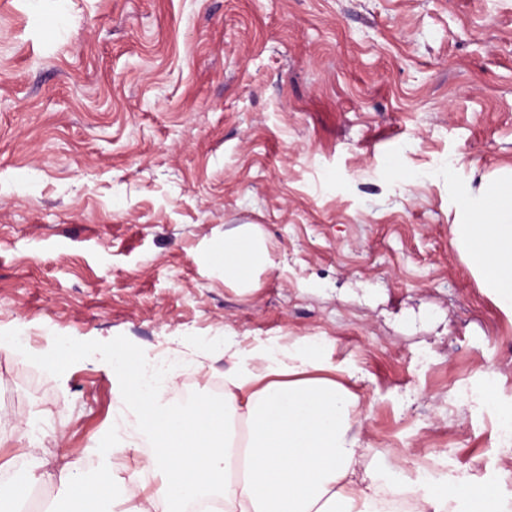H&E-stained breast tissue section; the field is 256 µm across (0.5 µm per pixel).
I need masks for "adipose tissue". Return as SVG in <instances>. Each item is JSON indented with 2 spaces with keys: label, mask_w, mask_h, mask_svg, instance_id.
I'll use <instances>...</instances> for the list:
<instances>
[{
  "label": "adipose tissue",
  "mask_w": 512,
  "mask_h": 512,
  "mask_svg": "<svg viewBox=\"0 0 512 512\" xmlns=\"http://www.w3.org/2000/svg\"><path fill=\"white\" fill-rule=\"evenodd\" d=\"M451 231L484 276L500 308L512 314V177L485 183ZM224 278L258 288L256 270L273 267L257 225L224 238ZM224 396L173 405L145 381L143 357L120 353L112 369L133 396L138 436L151 452V483L120 474L87 480L72 463L50 478L67 493V512H112L122 491L128 512H188L199 500L222 512H394L388 491L401 474L360 471L367 447L357 429L363 411L357 369L325 342L305 336L224 339ZM416 512H503L497 492L468 481L441 489L409 483Z\"/></svg>",
  "instance_id": "1"
}]
</instances>
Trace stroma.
<instances>
[{
  "mask_svg": "<svg viewBox=\"0 0 512 512\" xmlns=\"http://www.w3.org/2000/svg\"><path fill=\"white\" fill-rule=\"evenodd\" d=\"M510 171L512 0H0V476L34 441L140 464L113 351L211 400L225 336H318L364 375L365 467L512 512V315L451 232ZM242 224L251 292L218 259ZM224 279L248 290L259 286L254 271L273 267L274 262L255 224H243L224 235Z\"/></svg>",
  "mask_w": 512,
  "mask_h": 512,
  "instance_id": "obj_1",
  "label": "stroma"
}]
</instances>
